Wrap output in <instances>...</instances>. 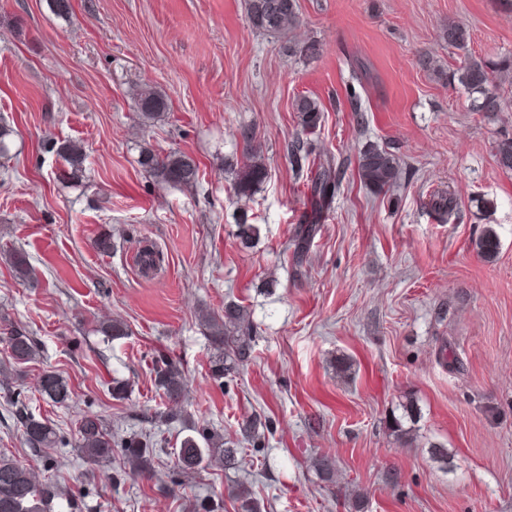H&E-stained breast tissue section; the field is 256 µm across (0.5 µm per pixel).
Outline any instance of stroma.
Wrapping results in <instances>:
<instances>
[{"instance_id":"obj_1","label":"stroma","mask_w":512,"mask_h":512,"mask_svg":"<svg viewBox=\"0 0 512 512\" xmlns=\"http://www.w3.org/2000/svg\"><path fill=\"white\" fill-rule=\"evenodd\" d=\"M70 4L66 21L46 0H0V121L15 131L12 156L0 158V317L38 350L19 365L0 343V381L61 438L32 451L0 401V452L47 464L77 512H195L203 498L238 512L237 479L263 512H512V171L495 160L512 138V77L493 116L449 80L467 56L512 58V0H297L283 34L253 27L246 0ZM451 23L469 29L468 51L443 40ZM312 43L319 52L306 55ZM144 84L168 104L148 127L131 100ZM303 95L323 110L307 135L313 156L334 158L340 188L298 273L293 231L312 206L287 152L303 135L293 110ZM244 127L269 177L239 201L224 160L241 157ZM52 140L83 145L82 182L58 181ZM368 144L401 171L380 194L358 176ZM144 146L190 155L199 181H152L138 164ZM437 191L457 196L458 218H436ZM241 211L260 227L251 248L235 237ZM488 227L500 242L490 259L475 246ZM106 232L114 247L102 253L94 242ZM146 246L163 258L149 276L135 262ZM14 249L29 282L15 277ZM229 301L250 311L258 337L252 362L221 389L198 313ZM112 320L130 334L107 343L95 327ZM160 354L188 376L192 419L228 439L246 414L272 420L267 448L236 475L184 477L175 428L150 475L126 476L117 454L82 459L88 412L115 433L156 435ZM46 370L68 380V406L41 398ZM116 378L132 384L125 400L112 397ZM436 444L447 467L432 458ZM320 454L336 464L333 488L312 468Z\"/></svg>"}]
</instances>
